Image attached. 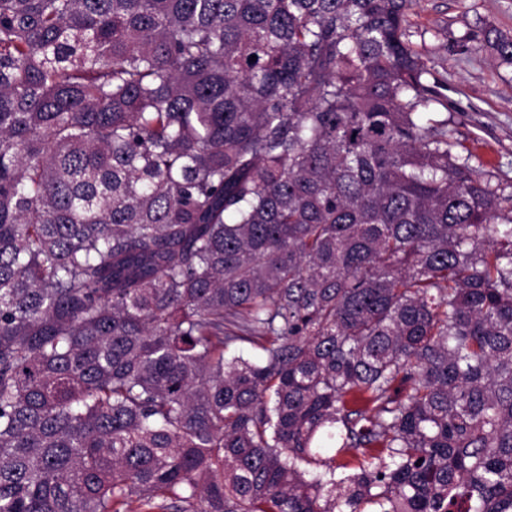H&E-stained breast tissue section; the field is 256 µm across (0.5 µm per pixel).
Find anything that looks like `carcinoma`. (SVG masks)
<instances>
[{"mask_svg": "<svg viewBox=\"0 0 512 512\" xmlns=\"http://www.w3.org/2000/svg\"><path fill=\"white\" fill-rule=\"evenodd\" d=\"M414 3L0 0V512H512V192Z\"/></svg>", "mask_w": 512, "mask_h": 512, "instance_id": "obj_1", "label": "carcinoma"}]
</instances>
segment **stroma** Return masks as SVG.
Masks as SVG:
<instances>
[{"label":"stroma","mask_w":512,"mask_h":512,"mask_svg":"<svg viewBox=\"0 0 512 512\" xmlns=\"http://www.w3.org/2000/svg\"><path fill=\"white\" fill-rule=\"evenodd\" d=\"M408 31L440 92L452 137L471 163L512 187V64L498 57L499 35L512 36V0H416Z\"/></svg>","instance_id":"obj_1"}]
</instances>
